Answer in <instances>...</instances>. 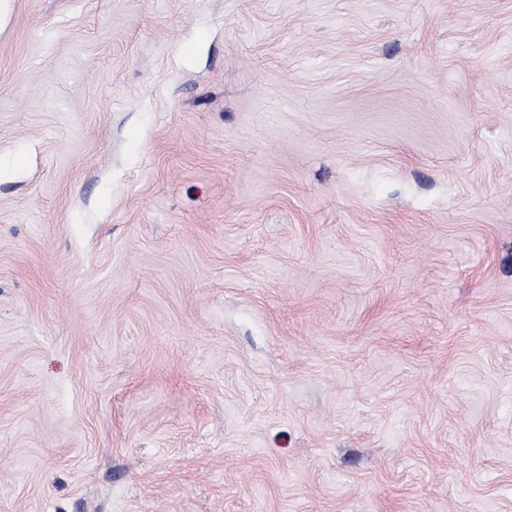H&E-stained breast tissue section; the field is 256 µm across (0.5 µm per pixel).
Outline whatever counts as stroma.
I'll return each instance as SVG.
<instances>
[{
  "label": "stroma",
  "instance_id": "obj_1",
  "mask_svg": "<svg viewBox=\"0 0 512 512\" xmlns=\"http://www.w3.org/2000/svg\"><path fill=\"white\" fill-rule=\"evenodd\" d=\"M0 512H512V0H0Z\"/></svg>",
  "mask_w": 512,
  "mask_h": 512
}]
</instances>
